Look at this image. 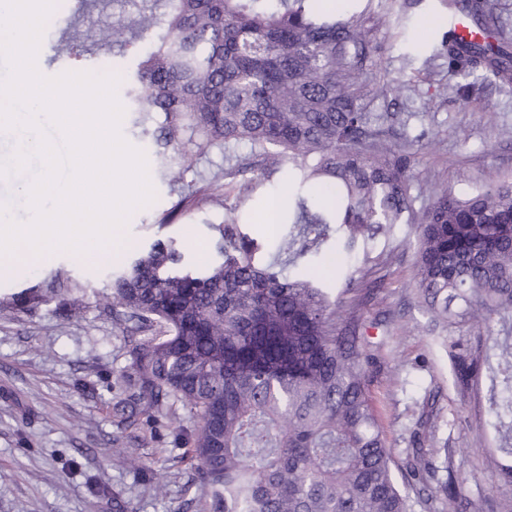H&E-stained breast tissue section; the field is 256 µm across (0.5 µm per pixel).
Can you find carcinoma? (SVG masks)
Segmentation results:
<instances>
[{"instance_id": "obj_1", "label": "carcinoma", "mask_w": 512, "mask_h": 512, "mask_svg": "<svg viewBox=\"0 0 512 512\" xmlns=\"http://www.w3.org/2000/svg\"><path fill=\"white\" fill-rule=\"evenodd\" d=\"M138 5L140 32L163 33L123 71L131 111L141 122L161 112L152 132L157 156L177 153L169 172L177 200L171 224L194 206L222 198L180 190L187 162L213 148L245 144L267 176L280 175L288 225L277 253L240 229L241 204L214 226V251L187 255L171 237L109 272L104 306L132 343L129 398L115 405L123 425L138 406L194 419L185 457L198 474L203 512H415L450 497L469 476L453 468V449L433 439L422 411L395 464L366 386L374 359L359 342L360 301L331 296L293 269L330 239L347 258H369L398 224L415 225L413 299L445 326L458 303L475 336L448 342L452 383L463 398L487 383V423L500 456L481 455L477 474L512 483V182L491 180L466 198L435 188L424 210L410 195L411 153L385 137L390 115L364 111L367 62L364 0L344 10L319 0H125ZM469 14L496 37L491 49L442 34L456 91L512 87V34L490 0H439ZM129 27L99 31L106 47H128ZM363 269L340 267L343 292ZM16 309L56 301L79 306L81 285L57 269L10 297ZM442 459L446 480L431 486Z\"/></svg>"}]
</instances>
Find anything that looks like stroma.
I'll use <instances>...</instances> for the list:
<instances>
[{
	"label": "stroma",
	"mask_w": 512,
	"mask_h": 512,
	"mask_svg": "<svg viewBox=\"0 0 512 512\" xmlns=\"http://www.w3.org/2000/svg\"><path fill=\"white\" fill-rule=\"evenodd\" d=\"M394 1L405 11L409 27L421 33L429 15L442 18L446 12L429 7L426 0H373L367 23V38L377 48L370 83L389 82L397 90L385 98L368 96L366 111L397 113L394 134L428 133L412 164L410 193L416 208L429 206L435 187L462 195L492 178L511 181L512 141L501 140L497 130L512 126V92L489 88L460 98L448 85L447 59L439 43L410 51L407 36L388 21ZM134 16L121 0H71L68 13L57 17L52 36L41 39L43 75L84 71L104 53L99 30L120 21L131 23ZM60 42L80 50L77 63L52 61V47ZM135 118V113L125 112L120 130L144 152L155 199L131 214L120 232L121 243L112 247V261L95 251L78 255L55 250L39 261L0 271V297L36 284L58 268L67 270L85 295L77 309L55 301L28 311L0 307V512H113L116 498L127 512L202 510L192 490L197 474L179 461L186 450L180 430L190 426V419L155 412L124 430L113 416L114 404L125 396L122 377L131 367V345L100 305L109 292L107 272L125 268L137 250L159 238L180 239L189 254L211 248L212 227L223 219L224 206L239 200L245 203L244 231L263 251L274 250L288 227L268 230L260 215L265 193L281 190L282 184L276 177L264 179L257 163L236 178L225 177L224 152L212 150L194 162L185 182L224 195L223 207L199 206L175 223L159 226L158 218L173 196L153 139ZM42 169V160L34 156L23 170L0 175V204L11 219L27 216L17 186L33 181ZM258 180L265 183L264 193L250 190ZM412 241L410 225H397L392 240L377 242L375 256L364 267V338L377 346L367 388L395 462L403 461L413 424L428 398L436 444L453 448L455 469L467 474L477 449L486 444V402L478 395L460 400L450 381L444 341L472 336L474 330L464 319L445 329L434 326L411 298ZM119 448L135 452L140 468H115L113 454ZM158 482L166 488L161 497L153 491Z\"/></svg>",
	"instance_id": "obj_1"
}]
</instances>
